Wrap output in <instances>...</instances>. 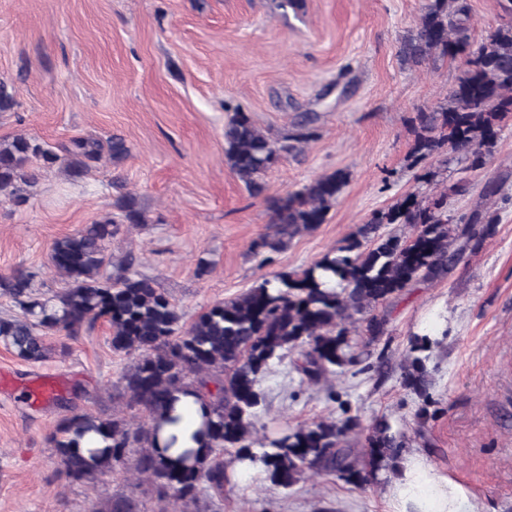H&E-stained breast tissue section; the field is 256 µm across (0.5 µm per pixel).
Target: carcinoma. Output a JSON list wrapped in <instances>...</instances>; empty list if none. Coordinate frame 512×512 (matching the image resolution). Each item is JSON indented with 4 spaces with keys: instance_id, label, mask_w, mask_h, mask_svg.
Masks as SVG:
<instances>
[{
    "instance_id": "1",
    "label": "carcinoma",
    "mask_w": 512,
    "mask_h": 512,
    "mask_svg": "<svg viewBox=\"0 0 512 512\" xmlns=\"http://www.w3.org/2000/svg\"><path fill=\"white\" fill-rule=\"evenodd\" d=\"M467 0H429L414 37L404 42V60L422 64L436 57L458 61L460 75L448 104L420 108L411 119L416 137L415 161L448 149L477 170L496 145L497 128L512 115V24L489 31L479 42L468 34ZM314 118L306 112L294 134L274 138L261 131L239 109L224 126V157L231 170L253 193L264 191L263 178L282 155L299 150L314 136ZM102 144L75 138L64 151L75 158L97 161ZM57 153L25 136L0 140V193L21 194L34 185L39 170ZM348 173L323 175L300 191L272 200L270 223L274 236L258 246L283 249L297 234L326 220ZM448 194L425 203L408 196L386 210L376 211L346 244L327 252L310 266L265 279L240 297L217 303L187 328L167 296L147 276L125 269L117 277L103 273L107 250L120 224H140L141 215L127 199L111 218L88 224L57 241L52 266L68 287L49 298L31 296V275L18 273L0 285L23 310L21 319L0 318V340L28 361L45 358V333L71 335L104 320L111 329L112 349L138 358L124 375L130 407L147 422L132 426L123 420L73 414L49 436L62 472L74 481L91 480L124 462L127 448L141 453L135 470L156 487L160 499L188 505L205 491L221 494L226 473L224 452L233 448L237 460L250 462L272 485L289 488L310 472L334 474L360 485L365 474H377L403 449L402 432L382 416L366 437L367 454L349 444L358 427L355 416L319 420L270 439L259 448L248 435L264 396L260 381L288 353L296 352L299 372L311 382L343 372L359 358L347 324L363 316L374 341L388 320L373 313L393 294L418 281L448 274L467 252H476L492 233L497 216L479 208L456 224L448 218ZM404 224L411 234L384 232ZM437 337L417 335L410 341L405 382L424 395L431 385L427 352ZM190 387L208 410L198 435L199 449L184 448L167 461L156 451L155 418L174 411L175 393ZM96 435L102 447L83 451L85 437Z\"/></svg>"
}]
</instances>
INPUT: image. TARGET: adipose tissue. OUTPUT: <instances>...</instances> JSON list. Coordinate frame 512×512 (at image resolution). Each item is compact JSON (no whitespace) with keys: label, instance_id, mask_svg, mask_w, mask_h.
Segmentation results:
<instances>
[{"label":"adipose tissue","instance_id":"ef3b65f1","mask_svg":"<svg viewBox=\"0 0 512 512\" xmlns=\"http://www.w3.org/2000/svg\"><path fill=\"white\" fill-rule=\"evenodd\" d=\"M176 408L183 414L182 422L174 425L163 420L157 428V443L171 457L191 446V436L201 427L204 415L188 390L178 393ZM396 467L398 474L389 488L393 512H487L482 500L441 475L421 452H403Z\"/></svg>","mask_w":512,"mask_h":512}]
</instances>
